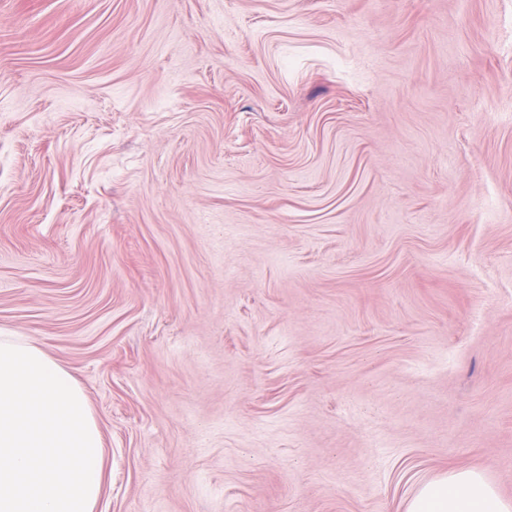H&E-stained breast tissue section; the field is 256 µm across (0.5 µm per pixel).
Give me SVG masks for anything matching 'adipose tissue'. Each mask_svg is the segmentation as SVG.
Here are the masks:
<instances>
[{
    "mask_svg": "<svg viewBox=\"0 0 512 512\" xmlns=\"http://www.w3.org/2000/svg\"><path fill=\"white\" fill-rule=\"evenodd\" d=\"M405 512H512L485 476L456 469L423 482L408 499Z\"/></svg>",
    "mask_w": 512,
    "mask_h": 512,
    "instance_id": "obj_1",
    "label": "adipose tissue"
}]
</instances>
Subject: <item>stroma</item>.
<instances>
[{
  "instance_id": "1",
  "label": "stroma",
  "mask_w": 512,
  "mask_h": 512,
  "mask_svg": "<svg viewBox=\"0 0 512 512\" xmlns=\"http://www.w3.org/2000/svg\"><path fill=\"white\" fill-rule=\"evenodd\" d=\"M0 330L97 512L512 499V0H0ZM485 476L473 469H456L423 482L407 500L405 512H511Z\"/></svg>"
}]
</instances>
